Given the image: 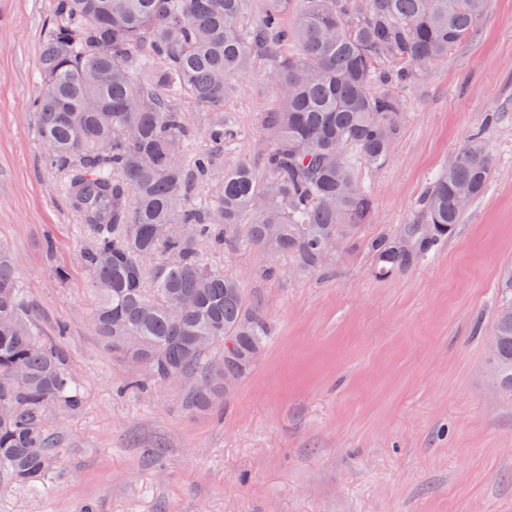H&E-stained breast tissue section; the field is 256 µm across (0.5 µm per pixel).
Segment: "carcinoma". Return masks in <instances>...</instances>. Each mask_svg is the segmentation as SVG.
<instances>
[{
    "mask_svg": "<svg viewBox=\"0 0 512 512\" xmlns=\"http://www.w3.org/2000/svg\"><path fill=\"white\" fill-rule=\"evenodd\" d=\"M51 0L39 56L36 117L47 163L90 231L82 259L91 320L112 357L156 381L176 375L183 405L207 413L225 397L229 359L243 378L267 336L264 310L240 281L205 261L244 242L278 243L269 276L311 275L331 264V241L357 239L374 210L354 178L383 165L403 128L402 91L478 24L486 0ZM270 49L279 106L261 118L255 161L218 172L234 137L224 118L231 79ZM211 111V149L190 152L185 106ZM485 123L423 192L411 224L366 242L383 277L428 258L461 222L456 194L474 199L493 172ZM206 183L213 211L188 198ZM431 225L429 233L420 225ZM410 239L411 250L400 245ZM9 251L0 246V471L38 489L56 465L45 413L77 409L82 393L62 350L40 336ZM487 364L512 396V267L502 272Z\"/></svg>",
    "mask_w": 512,
    "mask_h": 512,
    "instance_id": "1",
    "label": "carcinoma"
}]
</instances>
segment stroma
Wrapping results in <instances>:
<instances>
[{"mask_svg":"<svg viewBox=\"0 0 512 512\" xmlns=\"http://www.w3.org/2000/svg\"><path fill=\"white\" fill-rule=\"evenodd\" d=\"M49 23V0H0V245L83 404L49 415L58 462L38 491L0 472V512H512V398L487 371L498 275L512 264V0H486L472 35L404 90L387 163L354 171L375 199L361 238L411 223L492 113L485 194L427 261L387 277L359 245L311 277L266 276L268 255L243 244L207 254L240 279L269 333L204 415L185 410L176 385L145 376L125 389L127 368L93 327L89 233L45 161L34 109ZM277 104L254 58L224 106L236 137L219 167L257 159L260 116Z\"/></svg>","mask_w":512,"mask_h":512,"instance_id":"35a3bbf8","label":"stroma"}]
</instances>
